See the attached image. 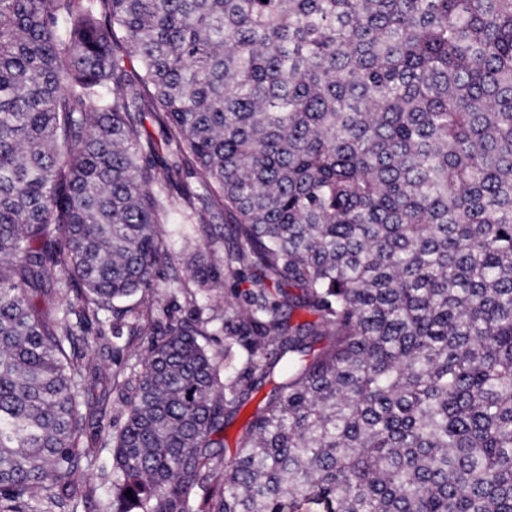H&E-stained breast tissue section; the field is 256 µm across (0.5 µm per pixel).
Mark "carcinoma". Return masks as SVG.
I'll return each mask as SVG.
<instances>
[{"mask_svg": "<svg viewBox=\"0 0 512 512\" xmlns=\"http://www.w3.org/2000/svg\"><path fill=\"white\" fill-rule=\"evenodd\" d=\"M175 210L224 373L136 325L107 512H512V0H0V512L93 493L76 348ZM215 295L217 298L214 300L218 299L219 303L213 301L212 305L215 306L217 313L211 310L205 311L202 316L203 322L199 323V327L207 335L201 339L202 342L207 345L212 354L221 356V352L224 350V291L223 293L217 292ZM222 314L223 316H220ZM270 386H265L257 396L249 402L244 408L241 410L239 416L233 425L228 427L224 432L225 437V445L222 448L223 456L227 459L232 457L236 451V440L241 432V429L250 415L255 411L256 406L259 404L260 400L265 396V394L269 391Z\"/></svg>", "mask_w": 512, "mask_h": 512, "instance_id": "cac0c4a2", "label": "carcinoma"}]
</instances>
